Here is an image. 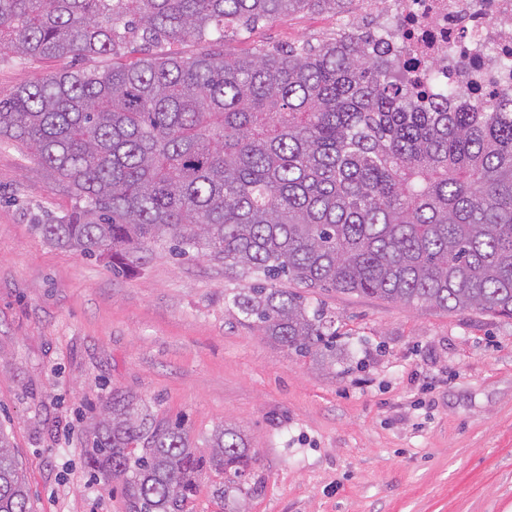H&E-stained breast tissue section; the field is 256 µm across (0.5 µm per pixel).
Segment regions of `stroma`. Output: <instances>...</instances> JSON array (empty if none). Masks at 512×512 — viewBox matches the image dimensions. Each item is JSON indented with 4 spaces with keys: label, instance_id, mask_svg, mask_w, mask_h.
<instances>
[{
    "label": "stroma",
    "instance_id": "obj_1",
    "mask_svg": "<svg viewBox=\"0 0 512 512\" xmlns=\"http://www.w3.org/2000/svg\"><path fill=\"white\" fill-rule=\"evenodd\" d=\"M365 0L228 30L222 52L376 32ZM72 59L0 54V96ZM74 196L0 140V431L32 512H126L84 467V423L113 391L185 418L197 446L221 424L256 451L246 512H512V317L320 291L336 362L269 342L224 299L243 280L168 246L116 271L109 255L37 232Z\"/></svg>",
    "mask_w": 512,
    "mask_h": 512
}]
</instances>
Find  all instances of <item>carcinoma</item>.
Returning <instances> with one entry per match:
<instances>
[{"instance_id": "1", "label": "carcinoma", "mask_w": 512, "mask_h": 512, "mask_svg": "<svg viewBox=\"0 0 512 512\" xmlns=\"http://www.w3.org/2000/svg\"><path fill=\"white\" fill-rule=\"evenodd\" d=\"M347 2L0 0V51L112 58L131 40L205 42ZM397 69L388 42L354 32L248 56L151 53L15 89L0 137L76 199L35 225L46 241L131 263L169 242L222 263L252 280L230 301L242 321L331 360L318 290L512 315V95L477 109L450 87L426 103ZM85 436V467L122 483L127 512H191L207 470L223 479L224 512H246L256 452L234 425L199 454L182 421L114 392ZM0 512H31L2 431Z\"/></svg>"}]
</instances>
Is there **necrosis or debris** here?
I'll list each match as a JSON object with an SVG mask.
<instances>
[{
	"label": "necrosis or debris",
	"instance_id": "4bbe7bcc",
	"mask_svg": "<svg viewBox=\"0 0 512 512\" xmlns=\"http://www.w3.org/2000/svg\"><path fill=\"white\" fill-rule=\"evenodd\" d=\"M374 9L394 10L388 34L423 97L451 86L473 106L512 93V33L498 26L512 0H379Z\"/></svg>",
	"mask_w": 512,
	"mask_h": 512
}]
</instances>
